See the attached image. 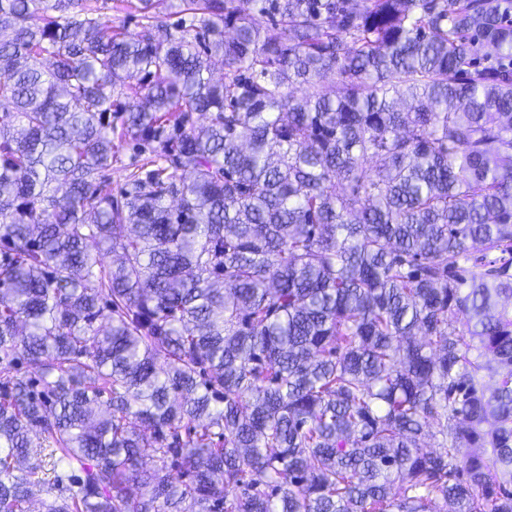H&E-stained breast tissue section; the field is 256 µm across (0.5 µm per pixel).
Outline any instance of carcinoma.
<instances>
[{"label": "carcinoma", "mask_w": 512, "mask_h": 512, "mask_svg": "<svg viewBox=\"0 0 512 512\" xmlns=\"http://www.w3.org/2000/svg\"><path fill=\"white\" fill-rule=\"evenodd\" d=\"M133 9L0 0V512H512L509 4ZM120 0H107L108 4L105 7L112 5V10L105 8L101 13L103 17L112 19V26L125 28L129 32H138L140 29L137 27L138 19L134 17L135 13H129L123 10L120 6ZM118 7V8H116ZM115 158L112 160L110 178L112 181V193L120 198L122 188L128 180V175L137 166L141 165V157L132 149L131 142L127 139L114 138Z\"/></svg>", "instance_id": "1"}]
</instances>
